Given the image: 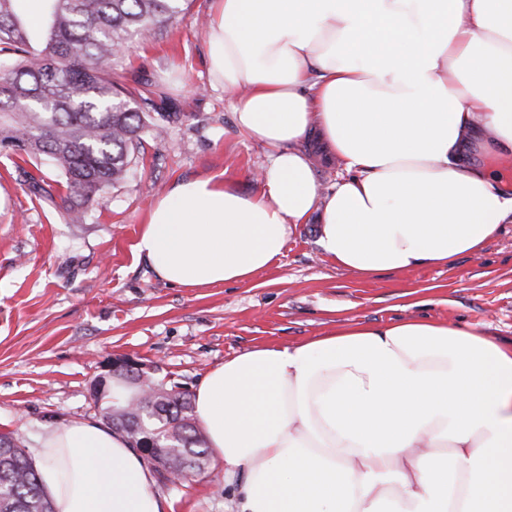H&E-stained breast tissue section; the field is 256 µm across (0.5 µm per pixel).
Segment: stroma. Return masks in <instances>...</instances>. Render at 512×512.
<instances>
[{
	"label": "stroma",
	"instance_id": "stroma-1",
	"mask_svg": "<svg viewBox=\"0 0 512 512\" xmlns=\"http://www.w3.org/2000/svg\"><path fill=\"white\" fill-rule=\"evenodd\" d=\"M208 9L209 0H184L161 31L130 39L119 70L146 84L163 135H144L128 179L93 203L85 223H68L37 200L0 150V431L26 439L97 418L91 385L115 358L191 390L251 347L299 344L347 320L375 327L425 317L476 325L512 344V221L480 256L372 278L321 252L313 218L246 283L181 288L136 256L148 212L176 182L220 175L254 193L267 162L262 146L238 133L223 90L210 85ZM155 488L173 512H231L236 500L214 460L204 474Z\"/></svg>",
	"mask_w": 512,
	"mask_h": 512
}]
</instances>
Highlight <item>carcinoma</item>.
<instances>
[{
	"instance_id": "1",
	"label": "carcinoma",
	"mask_w": 512,
	"mask_h": 512,
	"mask_svg": "<svg viewBox=\"0 0 512 512\" xmlns=\"http://www.w3.org/2000/svg\"><path fill=\"white\" fill-rule=\"evenodd\" d=\"M18 0H0V145L26 164H49L56 187L28 173L36 197L65 212L71 224L86 220L89 204L124 181L142 136H160L117 71V48L134 34H154L181 12L182 0H44L42 23L19 17ZM134 388L112 402V383L93 388L102 420L123 419L132 439L175 445L172 471L205 472L209 448L192 423L189 392L175 393L154 378L125 377ZM0 512H53L21 437L0 436Z\"/></svg>"
}]
</instances>
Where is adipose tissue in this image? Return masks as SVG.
I'll return each mask as SVG.
<instances>
[{
	"label": "adipose tissue",
	"mask_w": 512,
	"mask_h": 512,
	"mask_svg": "<svg viewBox=\"0 0 512 512\" xmlns=\"http://www.w3.org/2000/svg\"><path fill=\"white\" fill-rule=\"evenodd\" d=\"M206 56L268 161L258 192L195 178L155 202L135 252L167 283L249 282L312 217L361 277L480 253L512 219L492 167L512 156V0H210ZM192 407L239 512H512V347L478 327L346 321L259 345L207 373ZM31 448L55 512H168L104 421Z\"/></svg>",
	"instance_id": "obj_1"
}]
</instances>
